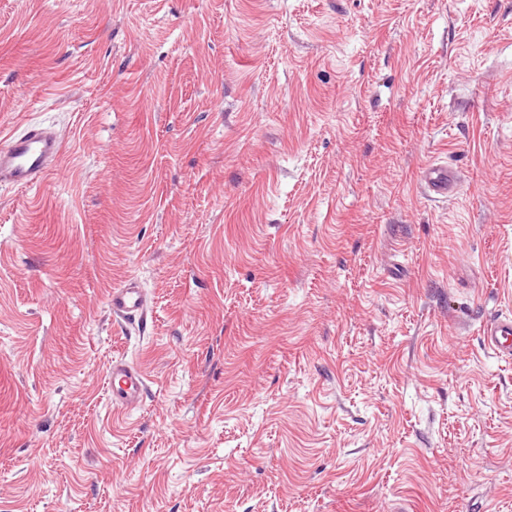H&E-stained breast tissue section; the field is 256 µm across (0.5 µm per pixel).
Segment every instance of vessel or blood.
<instances>
[{
    "mask_svg": "<svg viewBox=\"0 0 512 512\" xmlns=\"http://www.w3.org/2000/svg\"><path fill=\"white\" fill-rule=\"evenodd\" d=\"M63 150L62 136L49 125L30 123L0 142V186L25 189L38 184L58 162ZM421 179L430 192L445 197L456 186L451 171L444 166L425 169ZM108 308L115 321L130 323L146 319L149 299L136 280L113 288ZM484 347L501 358H512V318L502 314L487 316L480 329ZM107 390L114 409L128 411L139 406L148 386L142 372L122 362L109 369Z\"/></svg>",
    "mask_w": 512,
    "mask_h": 512,
    "instance_id": "1",
    "label": "vessel or blood"
}]
</instances>
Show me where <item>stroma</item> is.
Listing matches in <instances>:
<instances>
[{"label": "stroma", "instance_id": "stroma-1", "mask_svg": "<svg viewBox=\"0 0 512 512\" xmlns=\"http://www.w3.org/2000/svg\"><path fill=\"white\" fill-rule=\"evenodd\" d=\"M28 123L64 152L0 188V512H512V0H0ZM421 180L430 192L442 197H448L457 183L451 171L446 166H432L421 174ZM108 308L112 318L118 322H135L146 320L151 311L149 299L143 288L134 279H129L113 288L108 298ZM480 335L484 347L501 358H512V318L491 314L481 323ZM107 378L108 394L116 410L129 411L139 406L147 395L148 386L142 372L123 361L112 363Z\"/></svg>", "mask_w": 512, "mask_h": 512}]
</instances>
